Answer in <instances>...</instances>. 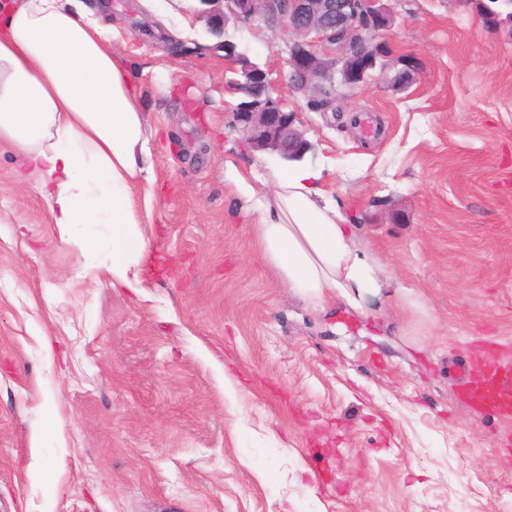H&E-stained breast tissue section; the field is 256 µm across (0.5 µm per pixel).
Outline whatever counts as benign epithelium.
I'll return each instance as SVG.
<instances>
[{
	"label": "benign epithelium",
	"instance_id": "obj_1",
	"mask_svg": "<svg viewBox=\"0 0 512 512\" xmlns=\"http://www.w3.org/2000/svg\"><path fill=\"white\" fill-rule=\"evenodd\" d=\"M210 33L222 38L224 59L238 79L225 90L239 96L235 125L255 151L285 163L302 161L311 150L296 113L276 87L258 54L241 48L228 35L230 24L261 20L282 29L286 42L289 90L314 101L322 91L339 90V98L360 88L377 70H393L391 87L405 91L414 80L406 59L394 60L387 49L396 23L391 0H199Z\"/></svg>",
	"mask_w": 512,
	"mask_h": 512
}]
</instances>
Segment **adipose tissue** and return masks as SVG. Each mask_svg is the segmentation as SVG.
Listing matches in <instances>:
<instances>
[{
  "label": "adipose tissue",
  "instance_id": "1",
  "mask_svg": "<svg viewBox=\"0 0 512 512\" xmlns=\"http://www.w3.org/2000/svg\"><path fill=\"white\" fill-rule=\"evenodd\" d=\"M0 141L16 147L18 179L45 202L83 272L96 283H139L148 240L132 194L152 179L150 137L111 29L79 0H0ZM321 178L298 167L269 195L236 167L224 173L248 202L263 257L288 288L371 311L385 275L354 247ZM92 224L108 227L110 253L88 233Z\"/></svg>",
  "mask_w": 512,
  "mask_h": 512
}]
</instances>
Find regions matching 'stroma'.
<instances>
[{"mask_svg": "<svg viewBox=\"0 0 512 512\" xmlns=\"http://www.w3.org/2000/svg\"><path fill=\"white\" fill-rule=\"evenodd\" d=\"M151 135L138 287L91 284L0 142V512H512V421L448 362L512 349V24L398 0L393 56L335 109L288 94L327 199L390 278L371 315L285 286L224 169L286 173L231 127L200 0H84ZM287 87L286 41L229 27ZM319 449L331 482L304 455Z\"/></svg>", "mask_w": 512, "mask_h": 512, "instance_id": "obj_1", "label": "stroma"}]
</instances>
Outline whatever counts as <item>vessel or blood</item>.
I'll list each match as a JSON object with an SVG mask.
<instances>
[{"label": "vessel or blood", "mask_w": 512, "mask_h": 512, "mask_svg": "<svg viewBox=\"0 0 512 512\" xmlns=\"http://www.w3.org/2000/svg\"><path fill=\"white\" fill-rule=\"evenodd\" d=\"M455 397L474 412L512 420V360L493 342L471 352L457 380Z\"/></svg>", "instance_id": "b4317fda"}]
</instances>
